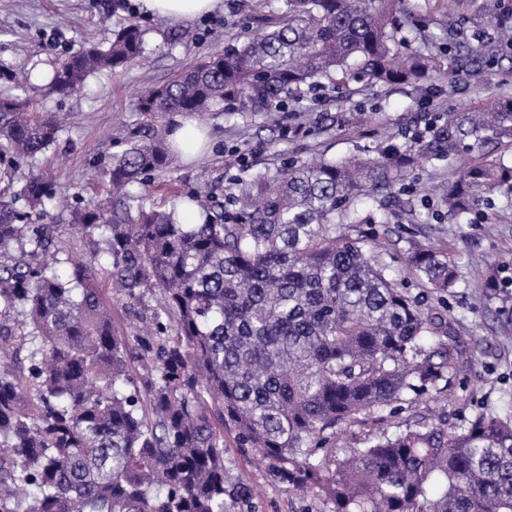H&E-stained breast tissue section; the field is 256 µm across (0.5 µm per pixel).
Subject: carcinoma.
<instances>
[{"mask_svg":"<svg viewBox=\"0 0 512 512\" xmlns=\"http://www.w3.org/2000/svg\"><path fill=\"white\" fill-rule=\"evenodd\" d=\"M287 0V15L146 88L139 111L202 115L223 105L270 112L323 80L416 85L431 57L404 52L392 24L406 0ZM448 76L499 62L460 53ZM145 59L130 22L104 47L70 54L48 82L0 97V162L52 145L56 115L30 94H67L103 69ZM512 145V96L436 117L428 133L374 155L288 165L236 180L233 212L199 191L184 208L148 209L139 190L162 173L169 140L150 131L112 161L115 195L71 206L91 256L65 252L48 208L56 182L30 171L0 194V512H228L224 434L255 451L288 489L332 512H512V415L478 411L463 428L431 418L383 431L348 457L319 455L354 416L441 392L462 371L451 325L372 261L356 201L386 196L422 162ZM512 194V164L484 155L435 195L448 221ZM67 253L63 260L57 258ZM409 271L435 292L458 279L448 252L408 240ZM160 295L151 307L148 299ZM144 336H118L112 300Z\"/></svg>","mask_w":512,"mask_h":512,"instance_id":"cac0c4a2","label":"carcinoma"}]
</instances>
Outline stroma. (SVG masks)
Returning a JSON list of instances; mask_svg holds the SVG:
<instances>
[{
	"instance_id": "35a3bbf8",
	"label": "stroma",
	"mask_w": 512,
	"mask_h": 512,
	"mask_svg": "<svg viewBox=\"0 0 512 512\" xmlns=\"http://www.w3.org/2000/svg\"><path fill=\"white\" fill-rule=\"evenodd\" d=\"M467 35L512 38V0H457ZM398 14L397 36L409 48L434 55L432 40L446 28L442 0H407ZM285 0H224V8L189 22L144 14L138 0H0V70L25 73L31 62H54L88 44H107L112 32L129 22L146 31L150 66L109 69L88 77L82 89L37 97L38 109L56 113L60 130L40 160V168L68 197L108 199L106 171L115 155L142 134L145 125L164 130L176 125L177 113L150 118L139 112L141 90L166 82L174 73L209 53L239 44L250 33L279 18ZM512 92V60L487 68L479 78L462 74L418 85L386 87L323 83L319 92L302 89L271 123L263 112L238 106L206 113L202 156H172L155 178L150 201L170 206L190 189L222 202L233 192L231 175L241 166L251 174L275 177L289 161L324 156L343 159L376 152L388 144L409 142L423 128L419 104L433 98L440 111L451 112L485 100L496 88ZM459 162L423 164L411 174L400 201L382 209L379 200L363 198L359 230L370 242V256L386 264L399 286L446 313L452 344L466 363L463 374L433 396L409 397L401 410L374 409L342 424L336 455L367 446L379 432L403 430L432 415L459 426L477 408L512 414V287H491L488 271L501 267L512 277V206L497 202L473 224H455L432 216L431 185L455 178ZM447 249L458 281L439 294L413 276L406 263L408 238ZM224 462L233 485L248 487L250 497L232 501L230 512H331L315 493L290 492L255 457L227 446Z\"/></svg>"
}]
</instances>
